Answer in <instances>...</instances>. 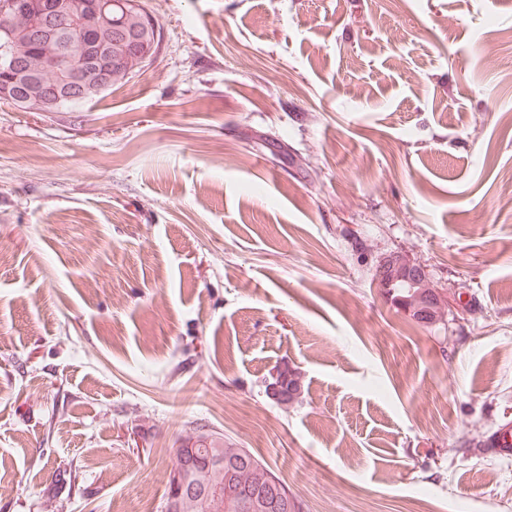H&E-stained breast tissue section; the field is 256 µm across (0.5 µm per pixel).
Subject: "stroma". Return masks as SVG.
Returning a JSON list of instances; mask_svg holds the SVG:
<instances>
[{
	"label": "stroma",
	"mask_w": 512,
	"mask_h": 512,
	"mask_svg": "<svg viewBox=\"0 0 512 512\" xmlns=\"http://www.w3.org/2000/svg\"><path fill=\"white\" fill-rule=\"evenodd\" d=\"M143 3L128 83L0 104V512H160L191 421L304 512H512V0ZM397 252L372 261L371 283L391 297L392 302L409 313L411 320L424 327H439L447 322L448 311L440 304L437 288L424 272L420 263L414 262L408 273L392 270L390 258ZM301 387L300 374L283 366L278 367L276 376L266 385L265 393L277 405L288 409L299 403ZM487 448L501 456L512 455V423L499 425L487 438Z\"/></svg>",
	"instance_id": "obj_1"
}]
</instances>
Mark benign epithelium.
I'll return each instance as SVG.
<instances>
[{
  "instance_id": "benign-epithelium-1",
  "label": "benign epithelium",
  "mask_w": 512,
  "mask_h": 512,
  "mask_svg": "<svg viewBox=\"0 0 512 512\" xmlns=\"http://www.w3.org/2000/svg\"><path fill=\"white\" fill-rule=\"evenodd\" d=\"M114 6L126 18L139 10L138 0H42L40 9L22 10L18 14L22 26L12 22L0 28V71L7 76V82L0 84V96H13L18 107L35 102L44 112H57L62 101L98 94L124 81L132 65L154 61L160 47L150 27L131 28L112 20ZM102 26L110 29V36L94 47L64 46L70 33ZM22 38L39 46L34 59L25 60L17 53ZM47 71L54 75L51 88L43 80ZM212 465L208 458L206 467L192 476L183 468L171 472L174 497L169 512H224L225 496L249 498L239 489L226 490L207 481Z\"/></svg>"
}]
</instances>
